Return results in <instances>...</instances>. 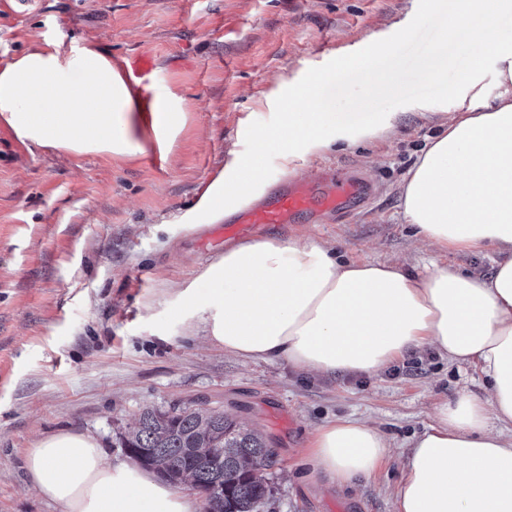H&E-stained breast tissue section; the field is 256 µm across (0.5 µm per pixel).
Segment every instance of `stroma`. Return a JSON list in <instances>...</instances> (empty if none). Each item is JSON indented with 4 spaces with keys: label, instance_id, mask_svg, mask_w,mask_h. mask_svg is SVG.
I'll list each match as a JSON object with an SVG mask.
<instances>
[{
    "label": "stroma",
    "instance_id": "obj_1",
    "mask_svg": "<svg viewBox=\"0 0 512 512\" xmlns=\"http://www.w3.org/2000/svg\"><path fill=\"white\" fill-rule=\"evenodd\" d=\"M458 0H33L19 11L0 0V68L30 47L61 56L80 48L125 67L151 54L154 88L180 101L172 145L147 139L133 156L42 149L0 120V512H63L28 487L23 458L41 437L81 428L110 459H124L118 434L147 408L223 411L269 437L279 462L261 512H395L413 437L460 390L481 392L478 374L434 350L407 354L376 375L320 376L274 360L244 361L190 333L171 303L217 250L203 238L219 221L202 204L216 180H231L258 130L276 125V92L341 56L382 47L373 74L355 68L326 87L324 111L396 112L393 134L332 145L307 157L302 177L325 166L354 168L376 187L357 214L262 230V239L307 237L353 259L406 261L421 273L451 263L489 273L492 250L465 255L414 244L399 215V187L453 112L448 87L471 62L467 35L447 44L442 81L424 69ZM398 89H389L390 78ZM428 101L432 112L419 113ZM286 410L293 426L278 422ZM368 421L391 456L371 476L331 483L308 441L322 424Z\"/></svg>",
    "mask_w": 512,
    "mask_h": 512
}]
</instances>
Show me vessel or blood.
<instances>
[{"instance_id": "b4317fda", "label": "vessel or blood", "mask_w": 512, "mask_h": 512, "mask_svg": "<svg viewBox=\"0 0 512 512\" xmlns=\"http://www.w3.org/2000/svg\"><path fill=\"white\" fill-rule=\"evenodd\" d=\"M154 68L150 56L140 55L130 60L124 74L145 86ZM373 195L371 183L351 169L327 171L309 180L293 178L266 191L258 201L239 206L224 223L213 226L208 241L219 245L263 229L280 228L303 219L315 221L326 213L357 212Z\"/></svg>"}]
</instances>
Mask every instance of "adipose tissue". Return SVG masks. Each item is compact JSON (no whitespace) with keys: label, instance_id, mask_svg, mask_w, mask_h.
<instances>
[{"label":"adipose tissue","instance_id":"obj_1","mask_svg":"<svg viewBox=\"0 0 512 512\" xmlns=\"http://www.w3.org/2000/svg\"><path fill=\"white\" fill-rule=\"evenodd\" d=\"M510 13L512 0H460L443 36L454 37L475 14L497 30ZM373 59L370 50L358 61L340 57L334 68L285 86L287 108L263 134L284 170L332 141L353 144L395 130L394 112L349 124L331 112L300 118L337 70ZM489 59L500 87L492 98L482 77ZM452 95L454 114L440 120L400 188L401 217L423 245L493 250L490 273L447 263L419 275L400 262L342 259L310 238L240 241L204 269L201 287L180 291L174 307L226 354L321 375H374L426 346L473 367L482 393L460 390L412 441L396 512H512V40L475 46ZM0 119L39 148L134 156L144 151L141 132L164 141L182 112L168 92L143 98L104 52L82 48L62 58L33 48L0 68ZM331 125L332 139L325 135ZM309 448L315 468L346 485L374 473L390 445L366 421L340 419L319 426ZM24 467L30 486L64 512H199L196 497L152 471L108 461L98 439L77 429L37 441Z\"/></svg>","mask_w":512,"mask_h":512}]
</instances>
